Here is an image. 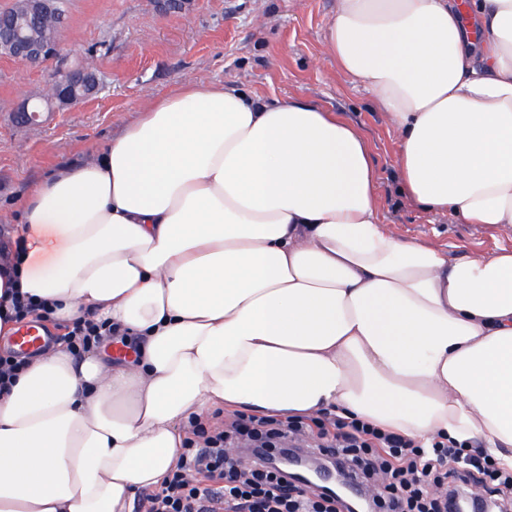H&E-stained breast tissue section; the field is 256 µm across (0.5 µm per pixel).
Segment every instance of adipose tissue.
<instances>
[{
  "label": "adipose tissue",
  "instance_id": "adipose-tissue-1",
  "mask_svg": "<svg viewBox=\"0 0 512 512\" xmlns=\"http://www.w3.org/2000/svg\"><path fill=\"white\" fill-rule=\"evenodd\" d=\"M325 48L393 125L413 202L512 233V0H337ZM15 290L141 344L55 345L0 393V512H134L218 407L477 438L512 470V249L397 236L364 138L324 108L154 99L32 190L0 247Z\"/></svg>",
  "mask_w": 512,
  "mask_h": 512
}]
</instances>
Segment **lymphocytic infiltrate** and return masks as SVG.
<instances>
[{
  "instance_id": "f902f5d3",
  "label": "lymphocytic infiltrate",
  "mask_w": 512,
  "mask_h": 512,
  "mask_svg": "<svg viewBox=\"0 0 512 512\" xmlns=\"http://www.w3.org/2000/svg\"><path fill=\"white\" fill-rule=\"evenodd\" d=\"M283 444L332 459L353 479L375 481L380 512H448L464 486L502 496L501 512H512V471L456 442L427 450L358 420L325 418L310 427L299 418L243 414L212 429L196 424L175 470L145 494V512H340L334 495L302 488L293 474L269 465L268 451Z\"/></svg>"
}]
</instances>
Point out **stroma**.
<instances>
[{"label": "stroma", "instance_id": "1", "mask_svg": "<svg viewBox=\"0 0 512 512\" xmlns=\"http://www.w3.org/2000/svg\"><path fill=\"white\" fill-rule=\"evenodd\" d=\"M336 0H66L61 51L95 69L96 98L19 127L17 104L47 95L57 64L0 58V238L27 194L52 171L90 159L156 97L186 82L230 83L273 102L299 99L338 113L362 133L377 179L381 223L409 240L447 246L451 259L512 247V235L422 209L400 189L395 133L363 81L324 51Z\"/></svg>", "mask_w": 512, "mask_h": 512}]
</instances>
